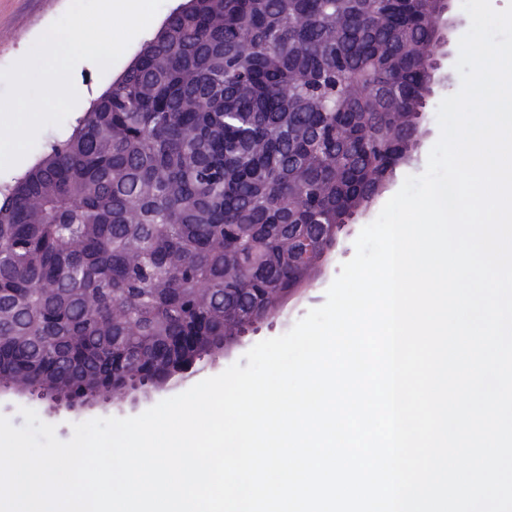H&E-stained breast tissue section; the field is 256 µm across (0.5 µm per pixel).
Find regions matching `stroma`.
<instances>
[{
    "instance_id": "35a3bbf8",
    "label": "stroma",
    "mask_w": 512,
    "mask_h": 512,
    "mask_svg": "<svg viewBox=\"0 0 512 512\" xmlns=\"http://www.w3.org/2000/svg\"><path fill=\"white\" fill-rule=\"evenodd\" d=\"M179 2L180 0H164L152 24L130 42L121 58L107 70H100L91 63L79 64L74 69L72 80L81 90L78 105L61 124L43 127L37 134L33 149L22 161L0 171V187L10 184L33 165L42 155L48 142L71 133L77 120L89 109L91 102L126 69L143 42L157 31L167 14ZM68 6L69 0H0V69L7 68L24 57L34 42L52 22L64 14ZM469 25V18L461 8V0H451L449 11L439 23L449 39V55L442 58L433 92L426 99L423 115L419 120V145L412 163L398 167L384 195L378 196L369 210L357 214L352 222L339 232L329 263L323 274L315 275V284L312 288H309L300 299L288 302L275 318L249 331L243 336L240 346L231 352L220 354L219 357L208 361L203 370L191 374L184 382L185 387H192L205 378L220 374L239 361L253 345L286 333L309 309L324 303L325 291L338 275L342 263L350 260L355 253L354 241L360 230L377 217L388 197L399 190L406 176L418 175L424 171L428 154L440 134L436 119L437 107L444 97L455 93L460 87V77L454 68L455 56L458 52V40L468 30ZM172 395L173 392L169 389L153 388L147 392L138 390L127 394L123 400L101 402L76 413L53 409L49 401L12 389L0 393V416L8 418L14 426L19 427L24 423L20 414L21 408L33 409L44 422L55 425L57 437L66 441L72 436L73 424L95 418L136 416Z\"/></svg>"
}]
</instances>
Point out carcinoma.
<instances>
[{"mask_svg":"<svg viewBox=\"0 0 512 512\" xmlns=\"http://www.w3.org/2000/svg\"><path fill=\"white\" fill-rule=\"evenodd\" d=\"M436 15V0H183L0 189V376L109 400L123 353L189 370L224 310L307 281L301 246L407 162Z\"/></svg>","mask_w":512,"mask_h":512,"instance_id":"1","label":"carcinoma"}]
</instances>
